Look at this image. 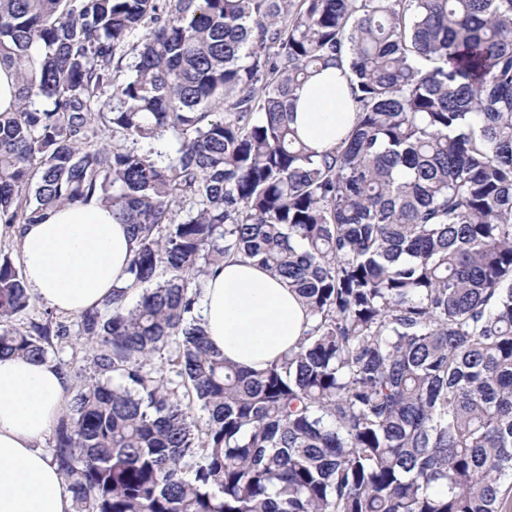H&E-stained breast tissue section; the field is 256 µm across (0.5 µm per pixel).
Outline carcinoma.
Segmentation results:
<instances>
[{
    "label": "carcinoma",
    "instance_id": "cac0c4a2",
    "mask_svg": "<svg viewBox=\"0 0 512 512\" xmlns=\"http://www.w3.org/2000/svg\"><path fill=\"white\" fill-rule=\"evenodd\" d=\"M0 64L4 223L97 195L134 242L130 284L77 316L91 378L56 360L59 317L13 322L34 299L0 257V358L70 379L73 512H503L512 0H0ZM327 69L355 120L319 153L291 121ZM230 258L312 317L265 369L198 313ZM17 76L13 67L0 65V112H11L17 103Z\"/></svg>",
    "mask_w": 512,
    "mask_h": 512
}]
</instances>
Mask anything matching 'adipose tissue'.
Wrapping results in <instances>:
<instances>
[{"instance_id":"obj_1","label":"adipose tissue","mask_w":512,"mask_h":512,"mask_svg":"<svg viewBox=\"0 0 512 512\" xmlns=\"http://www.w3.org/2000/svg\"><path fill=\"white\" fill-rule=\"evenodd\" d=\"M293 125L312 149L336 146L353 123L345 85L326 70L296 92ZM16 240L30 293L79 315L126 285L133 243L127 225L98 199L65 203L37 224H0ZM208 339L246 369L279 361L311 320L299 296L251 261L225 262L202 290ZM69 379L51 361L0 359V512H73L68 484L41 443L63 413Z\"/></svg>"}]
</instances>
